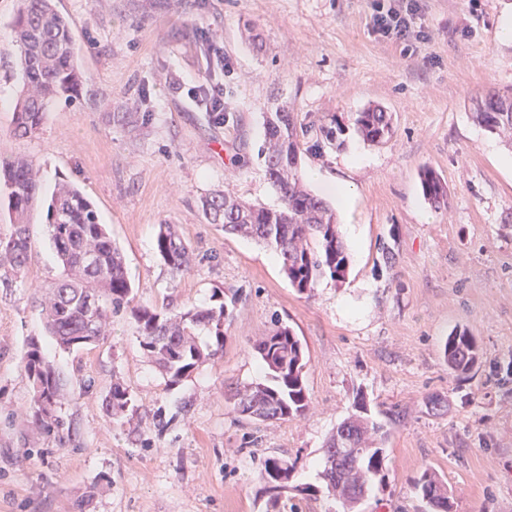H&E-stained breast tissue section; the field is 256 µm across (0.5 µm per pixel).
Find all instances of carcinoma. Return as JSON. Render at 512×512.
<instances>
[{
    "label": "carcinoma",
    "instance_id": "obj_1",
    "mask_svg": "<svg viewBox=\"0 0 512 512\" xmlns=\"http://www.w3.org/2000/svg\"><path fill=\"white\" fill-rule=\"evenodd\" d=\"M15 46L23 85L14 110V134H35L50 100L78 92L83 74L75 58V44L68 24L52 0H20L14 21ZM474 118L489 133L512 141V96L488 95L475 102ZM266 141L261 155L282 207L266 209L247 204L224 192L201 200V210L211 224L224 232L245 235L273 248L282 259V270L290 284L304 293L328 276L345 278L349 260L336 230V216L329 206L304 186L299 169V137L293 113L282 108L266 113ZM356 134L368 143H381L393 134L390 113L369 107L354 117ZM424 199L436 208L448 203V186L431 168L420 172ZM40 191L32 163L17 157L0 159V207H7L11 232L0 237V269L18 272L29 259L31 248L28 215ZM47 224L64 275L42 301L47 327L56 343L64 348L75 339L92 344L106 334L112 312L133 301L132 286L124 260L104 225L98 222L92 203L77 188L63 186L47 206ZM316 246H311V242ZM156 251L173 271L189 270L193 251L171 224L159 225ZM214 304L186 312L134 309L140 346L149 360L176 383L224 346V325L231 321L236 296L218 292ZM210 337L200 343L197 332ZM266 369L265 379L245 386L235 394L233 411L246 419L267 422L303 415L310 398L305 385L304 352L288 326L278 327L255 344ZM479 359L474 337L454 330L444 345V361L451 373L465 374ZM21 366L34 386V416L49 430L58 423L53 406L62 397L61 383L54 368L45 361L41 347L30 341ZM129 394L120 383L112 385L106 411L117 416L129 405ZM346 428L359 449L356 465L347 472L323 469L327 487L336 492L348 512H358L356 497L375 478L385 481L388 454L384 425L358 411L345 418ZM288 461L271 457L264 464V480L273 501L277 488L288 485ZM414 487L427 504L448 512V497L437 495L445 484L433 471L424 470Z\"/></svg>",
    "mask_w": 512,
    "mask_h": 512
}]
</instances>
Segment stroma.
Wrapping results in <instances>:
<instances>
[{
	"mask_svg": "<svg viewBox=\"0 0 512 512\" xmlns=\"http://www.w3.org/2000/svg\"><path fill=\"white\" fill-rule=\"evenodd\" d=\"M75 39L84 81L52 99L40 130L13 133L17 58L0 54V152L32 161L41 197L29 214L20 272L0 271V512H345L321 477L324 448L365 399L389 432V474L361 512H427L413 482L448 484L450 512H512V147L474 122L490 93L512 95V0H423L427 43L404 51L369 30L367 0H54ZM253 30L256 42L245 41ZM209 33L232 70L224 117L194 109L184 87L208 76ZM371 104L394 134L368 144L327 137ZM292 108L306 134L302 172L336 213L349 257L343 281L293 288L273 250L225 233L201 213L227 191L276 209L261 155L265 115ZM448 185L424 199L419 173ZM77 185L122 251L131 308L99 341L60 348L40 302L61 279L46 208L60 182ZM173 224L194 253L173 273L156 252ZM393 252L386 262L385 252ZM237 298L224 347L171 383L144 355L132 307H207ZM289 326L306 361L310 406L272 422L240 418L232 396L262 381L254 349ZM480 346L474 371L449 373L454 329ZM38 341L59 374L60 424L44 430L21 361ZM121 383L131 402L112 418ZM440 399L431 407L430 399ZM291 467L294 492L271 504L266 458ZM420 183L424 199L430 205L440 208L448 203V186L433 169L421 170Z\"/></svg>",
	"mask_w": 512,
	"mask_h": 512,
	"instance_id": "1",
	"label": "stroma"
}]
</instances>
